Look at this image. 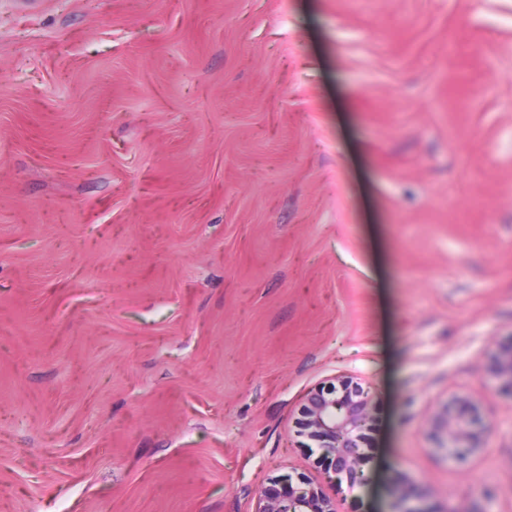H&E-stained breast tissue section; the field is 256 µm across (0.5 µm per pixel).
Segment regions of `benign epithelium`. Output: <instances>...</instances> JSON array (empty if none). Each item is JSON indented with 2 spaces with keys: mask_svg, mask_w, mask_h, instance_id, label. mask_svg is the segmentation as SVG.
<instances>
[{
  "mask_svg": "<svg viewBox=\"0 0 512 512\" xmlns=\"http://www.w3.org/2000/svg\"><path fill=\"white\" fill-rule=\"evenodd\" d=\"M488 376L499 394L512 400V332L492 340L484 352ZM299 434L316 442L317 462L331 481L358 480L363 459L364 430L370 420L368 391L359 383L341 380L311 389L305 397ZM491 422L480 400L451 394L438 404L424 430L430 450L462 464L486 451ZM256 512H336V502L320 484L301 473L267 479L254 491ZM420 497V487L408 474L400 475L396 498L404 503Z\"/></svg>",
  "mask_w": 512,
  "mask_h": 512,
  "instance_id": "1",
  "label": "benign epithelium"
}]
</instances>
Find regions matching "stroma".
Instances as JSON below:
<instances>
[{"instance_id":"1","label":"stroma","mask_w":512,"mask_h":512,"mask_svg":"<svg viewBox=\"0 0 512 512\" xmlns=\"http://www.w3.org/2000/svg\"><path fill=\"white\" fill-rule=\"evenodd\" d=\"M0 0V512H512V0ZM372 395L325 482L307 392ZM482 395L484 457L422 431ZM484 361L498 393L512 401V332L492 340L484 352ZM255 512H336V502L326 496L320 484L301 473L267 479L254 491Z\"/></svg>"}]
</instances>
